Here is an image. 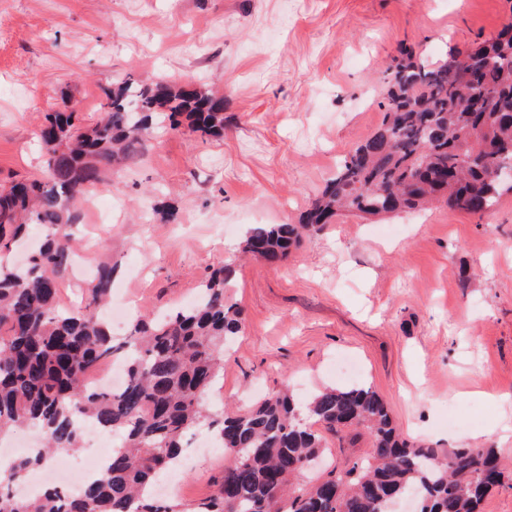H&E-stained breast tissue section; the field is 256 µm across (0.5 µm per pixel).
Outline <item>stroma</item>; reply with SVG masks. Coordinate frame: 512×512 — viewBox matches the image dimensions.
Wrapping results in <instances>:
<instances>
[{"label":"stroma","mask_w":512,"mask_h":512,"mask_svg":"<svg viewBox=\"0 0 512 512\" xmlns=\"http://www.w3.org/2000/svg\"><path fill=\"white\" fill-rule=\"evenodd\" d=\"M512 0H0V184L42 167L37 134L62 103L95 122L104 92L134 77L194 80L224 95V135L154 127L139 163L97 190L106 224L82 246L60 304L84 305L103 264L134 313L194 302L230 266L246 316L205 396L217 412L284 388L306 397L357 380L429 448L500 449L512 462V192L478 216L347 215L280 267L244 261L253 224H294L341 159L380 125L401 49L437 60L494 38ZM175 202L167 224L157 198ZM463 412L445 426L449 411ZM179 496L209 495L224 458L190 434ZM328 465L370 452L362 431L326 434Z\"/></svg>","instance_id":"stroma-1"}]
</instances>
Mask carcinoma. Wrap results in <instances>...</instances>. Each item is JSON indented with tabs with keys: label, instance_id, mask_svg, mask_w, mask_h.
I'll use <instances>...</instances> for the list:
<instances>
[{
	"label": "carcinoma",
	"instance_id": "cac0c4a2",
	"mask_svg": "<svg viewBox=\"0 0 512 512\" xmlns=\"http://www.w3.org/2000/svg\"><path fill=\"white\" fill-rule=\"evenodd\" d=\"M384 80L378 129L345 156L299 223L252 225L245 253L277 267L304 233L344 213L406 212L443 199L484 215L502 189L512 191V23L436 63L406 52ZM163 124L222 137L224 97L195 81L129 78L105 91L91 126L67 107L47 114L38 134L43 170L0 185L1 254L27 226L46 230L26 266L0 261V439L30 424L45 439L0 479V512H392V499L406 493L417 494L420 512H480L485 494L504 478L500 452L441 453L409 442L365 384L326 388L304 403L282 389L246 409L210 413L203 398L223 368L224 343L244 327L242 310L227 296L224 267L205 276L195 304L138 318L121 340L98 315L112 290V267L97 270L82 310L60 308L78 205ZM110 358L125 368V384L111 392L88 387L85 374ZM79 417L122 434L100 478L76 493L15 495L14 486L55 449L81 447ZM202 424L231 465L210 497L185 508L153 489L179 462L187 433ZM315 424L334 434L363 429L368 458L298 481L324 448Z\"/></svg>",
	"mask_w": 512,
	"mask_h": 512
}]
</instances>
